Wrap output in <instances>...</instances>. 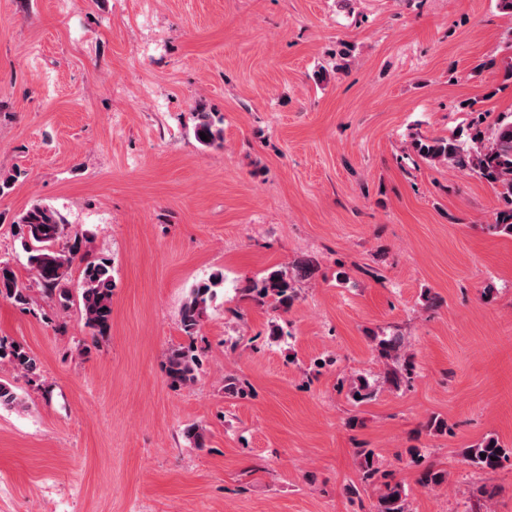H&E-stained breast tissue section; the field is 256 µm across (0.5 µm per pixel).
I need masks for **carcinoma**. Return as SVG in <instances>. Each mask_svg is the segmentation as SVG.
I'll use <instances>...</instances> for the list:
<instances>
[{
  "label": "carcinoma",
  "mask_w": 512,
  "mask_h": 512,
  "mask_svg": "<svg viewBox=\"0 0 512 512\" xmlns=\"http://www.w3.org/2000/svg\"><path fill=\"white\" fill-rule=\"evenodd\" d=\"M207 139H200V133ZM194 136L207 148H219L224 143V129L219 127L211 112L196 115ZM413 150L432 164L468 170L499 188V195L506 204L497 212L490 228L512 236V115L502 116L491 133L478 127L462 140L456 136L431 140L416 139ZM17 234L27 254V263L35 272L44 296L56 307L66 309L73 301L71 269L75 261L84 263L80 283L81 313L84 326L94 336H105L112 324V266L104 260L89 258L91 237L83 230L69 227L64 218L52 207L33 203L14 221ZM317 270L312 260L297 262L291 268H273L247 292L268 300L275 310L290 309L299 298L297 285L314 276ZM224 287V273L215 272L196 285L188 294L181 310V326L186 335L192 336L206 317L217 296V289ZM0 299L22 308L31 302L27 289L8 260L0 259ZM379 354L386 359L383 383L399 388L410 378L413 364L406 354L401 336H391L378 341ZM0 363L7 364L19 375L37 374L39 362L29 348L19 342L0 340ZM201 360L196 348L189 344L171 347L166 354L165 373L173 386L193 383L199 373ZM375 384L364 377L357 378L351 397L363 403L371 399ZM23 405L22 398L12 385L0 381V407ZM507 455V449L494 437L485 439L466 452L470 464L480 470H494ZM357 464L361 480L371 485L379 472L374 450H357ZM448 480V473L429 465L419 475V483L428 489L439 488ZM376 512H408L407 491L399 482H386L378 488Z\"/></svg>",
  "instance_id": "cac0c4a2"
}]
</instances>
